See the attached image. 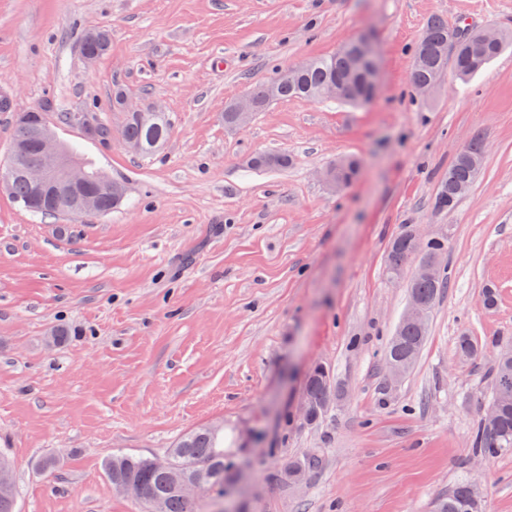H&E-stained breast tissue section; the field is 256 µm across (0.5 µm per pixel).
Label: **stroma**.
<instances>
[{
    "label": "stroma",
    "mask_w": 512,
    "mask_h": 512,
    "mask_svg": "<svg viewBox=\"0 0 512 512\" xmlns=\"http://www.w3.org/2000/svg\"><path fill=\"white\" fill-rule=\"evenodd\" d=\"M435 16L512 32V0H0V160L15 113L93 112L109 138L57 136L127 190L108 214L46 218L0 190V452L18 512H141L113 487L112 454L162 458L203 426L238 445L204 512H432L462 479L480 480L486 512H512V451L485 463L470 445L496 345L512 341V46L415 96L412 48ZM95 27L111 46L90 65L79 46ZM367 33L369 102L288 100L225 127V107L275 71ZM118 86L169 117L154 155L125 146ZM477 135L479 178L437 209ZM257 153L292 163L249 168ZM347 156L360 175L331 191L320 173ZM413 230L446 240L449 286L390 385L382 354L414 268L394 281L385 260ZM463 335L479 345L468 360ZM318 364L344 397L311 429L296 409ZM311 454L303 485L279 480Z\"/></svg>",
    "instance_id": "obj_1"
}]
</instances>
